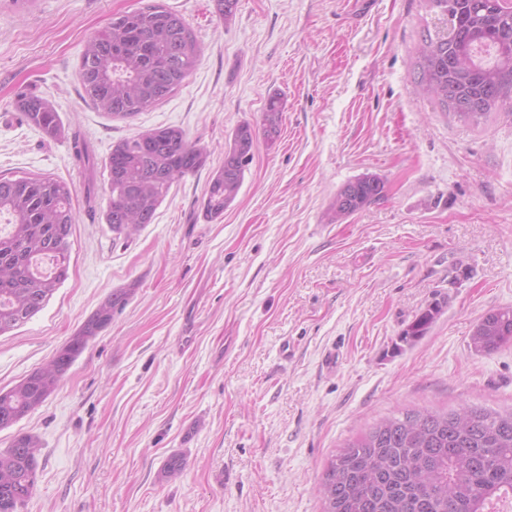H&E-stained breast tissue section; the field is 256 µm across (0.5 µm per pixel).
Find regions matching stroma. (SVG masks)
<instances>
[{
  "mask_svg": "<svg viewBox=\"0 0 512 512\" xmlns=\"http://www.w3.org/2000/svg\"><path fill=\"white\" fill-rule=\"evenodd\" d=\"M147 0H0V175L74 185L69 277L0 336V388L52 360L120 289L125 306L60 388L12 427L37 441L23 512H322L318 483L342 445L418 408L512 407V345L469 347L476 322L512 308V112L448 121L413 88L422 0H165L199 61L150 111L115 120L84 98V44ZM54 104L61 136L22 120L21 94ZM284 102L275 142L257 138L236 200L207 221L209 172L238 124ZM159 126L207 147L153 223L125 238L104 220L105 164ZM89 146L94 174L73 158ZM365 174L381 197L342 224L336 191ZM93 180V202L82 190ZM442 312L403 348L429 304ZM185 467L165 477L168 458ZM441 310L442 305L439 302H436L420 311L402 330L399 341L401 343L411 345L421 339L427 334Z\"/></svg>",
  "mask_w": 512,
  "mask_h": 512,
  "instance_id": "obj_1",
  "label": "stroma"
}]
</instances>
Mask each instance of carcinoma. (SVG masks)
<instances>
[{"label": "carcinoma", "mask_w": 512, "mask_h": 512, "mask_svg": "<svg viewBox=\"0 0 512 512\" xmlns=\"http://www.w3.org/2000/svg\"><path fill=\"white\" fill-rule=\"evenodd\" d=\"M438 23L416 48V88L447 114L477 122L512 103V0H424ZM200 53L186 21L159 0L125 13L90 37L79 76L94 108L132 119L173 95ZM15 108L26 122L55 139L62 128L53 103L22 95ZM284 103L268 98L258 125L239 124L211 172L204 217L217 219L238 195L257 135L275 142ZM207 150L174 126L140 131L116 144L106 169L112 198L104 218L113 233L130 237L152 223L175 180L208 163ZM380 177L366 174L343 185L328 208L340 223L382 193ZM75 188L42 176H0V335L31 319L68 278ZM129 291L111 293L55 357L13 387L0 389V430L37 409L88 342L112 322ZM438 302L420 311L399 341L425 336L440 314ZM512 345V308L490 311L475 324L469 347L492 354ZM38 445L13 436L0 452V512H21L37 481ZM324 512H500L512 498V411L463 405L418 409L385 418L349 442L319 483Z\"/></svg>", "instance_id": "cac0c4a2"}]
</instances>
